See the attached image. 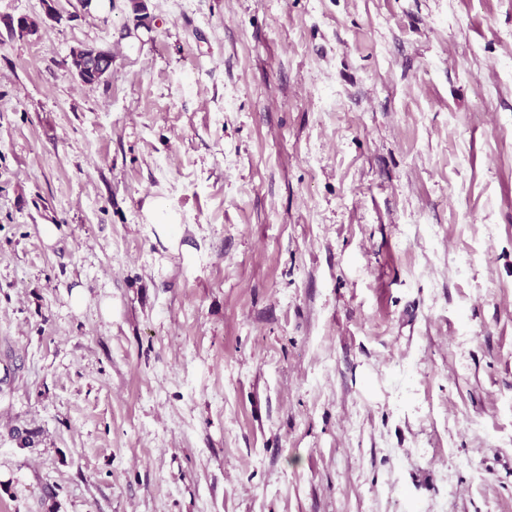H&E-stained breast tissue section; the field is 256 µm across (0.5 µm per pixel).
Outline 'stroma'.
Instances as JSON below:
<instances>
[{
    "instance_id": "1",
    "label": "stroma",
    "mask_w": 512,
    "mask_h": 512,
    "mask_svg": "<svg viewBox=\"0 0 512 512\" xmlns=\"http://www.w3.org/2000/svg\"><path fill=\"white\" fill-rule=\"evenodd\" d=\"M143 2L0 0V512H512V0ZM53 0H43L44 5V17L31 18L27 16L20 17L14 21L10 20L9 28L13 34H16L17 30H28L29 32L36 34L39 33L41 28L47 23V20L58 22L61 17L54 6ZM71 52V66L84 84L100 83L103 70L111 68V48L107 52H96V46L80 45L71 49Z\"/></svg>"
}]
</instances>
